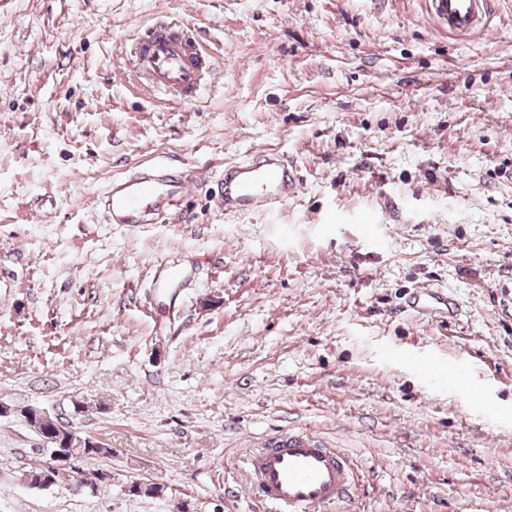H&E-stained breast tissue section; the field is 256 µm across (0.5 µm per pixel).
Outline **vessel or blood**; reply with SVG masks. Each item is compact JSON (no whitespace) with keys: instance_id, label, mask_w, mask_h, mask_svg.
I'll return each instance as SVG.
<instances>
[{"instance_id":"1","label":"vessel or blood","mask_w":512,"mask_h":512,"mask_svg":"<svg viewBox=\"0 0 512 512\" xmlns=\"http://www.w3.org/2000/svg\"><path fill=\"white\" fill-rule=\"evenodd\" d=\"M427 2L431 18L462 38L488 30L496 13L495 0ZM136 60L140 90H168L182 104L198 91L204 69L217 68L219 57L182 30L156 24L142 35ZM196 178L184 167L140 164L109 181L96 206L110 224L165 221L180 211L187 186ZM217 188L222 209L232 213L283 206L296 194L298 182L285 156L268 153L225 165ZM244 464L251 487L272 512H328L353 496L356 473L348 456L303 428H284L253 444Z\"/></svg>"}]
</instances>
